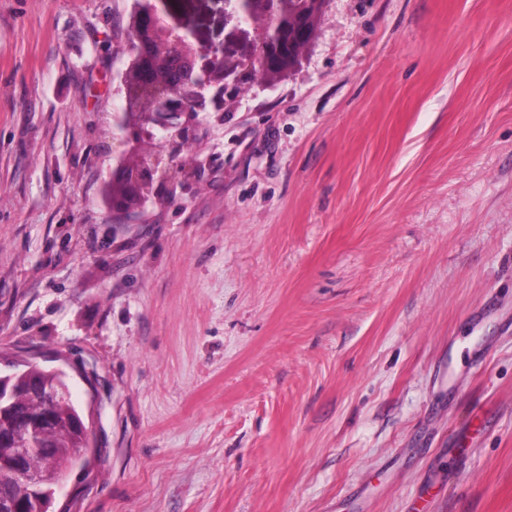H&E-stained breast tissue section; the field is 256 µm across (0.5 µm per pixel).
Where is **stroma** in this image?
Here are the masks:
<instances>
[{
	"mask_svg": "<svg viewBox=\"0 0 512 512\" xmlns=\"http://www.w3.org/2000/svg\"><path fill=\"white\" fill-rule=\"evenodd\" d=\"M131 6L0 0V371L63 368L93 434L57 507L512 512V0H329L127 224Z\"/></svg>",
	"mask_w": 512,
	"mask_h": 512,
	"instance_id": "obj_1",
	"label": "stroma"
}]
</instances>
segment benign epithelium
Wrapping results in <instances>:
<instances>
[{"label": "benign epithelium", "instance_id": "1", "mask_svg": "<svg viewBox=\"0 0 512 512\" xmlns=\"http://www.w3.org/2000/svg\"><path fill=\"white\" fill-rule=\"evenodd\" d=\"M122 51L130 55L122 76L125 109L112 133V178L106 200L128 217L150 205L175 200L177 189L199 176L195 157L183 158L194 130L182 121L211 105L224 111L226 94L247 93L264 80L295 67L308 52L328 0H306L297 10L289 0H237L235 25L222 43H201L171 0H138ZM67 388L37 392V408L21 413L4 403L12 427L0 434V470L14 480L8 512H39L44 485L54 481L51 465L31 470L28 456L51 423Z\"/></svg>", "mask_w": 512, "mask_h": 512}]
</instances>
